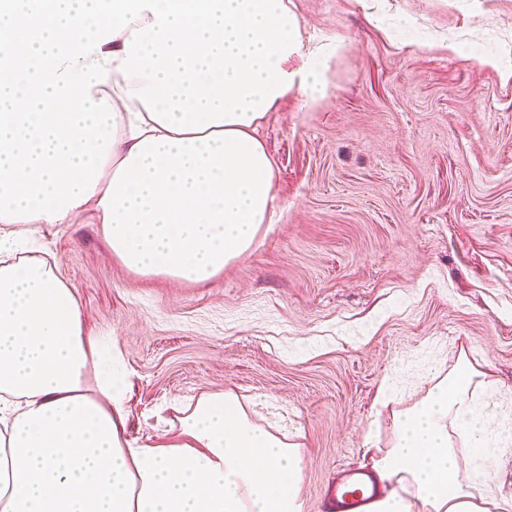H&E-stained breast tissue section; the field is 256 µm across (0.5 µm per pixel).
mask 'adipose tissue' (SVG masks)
<instances>
[{
  "label": "adipose tissue",
  "instance_id": "obj_1",
  "mask_svg": "<svg viewBox=\"0 0 512 512\" xmlns=\"http://www.w3.org/2000/svg\"><path fill=\"white\" fill-rule=\"evenodd\" d=\"M289 2L0 7V512H300L299 443L234 393H200L166 442L129 438L117 347L86 334L58 265L12 260L19 225L81 215L144 277L204 282L248 252L276 216L257 128L293 90L324 95L342 51H303ZM477 376L463 365L394 413L371 512H512L487 485L501 440Z\"/></svg>",
  "mask_w": 512,
  "mask_h": 512
}]
</instances>
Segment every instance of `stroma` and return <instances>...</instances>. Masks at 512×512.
Wrapping results in <instances>:
<instances>
[{
  "instance_id": "obj_1",
  "label": "stroma",
  "mask_w": 512,
  "mask_h": 512,
  "mask_svg": "<svg viewBox=\"0 0 512 512\" xmlns=\"http://www.w3.org/2000/svg\"><path fill=\"white\" fill-rule=\"evenodd\" d=\"M290 6L307 47L343 52L325 97L290 94L257 131L280 218L248 253L174 282L126 269L99 225L25 230L88 329L116 342L131 437L161 438L175 403L233 392L300 443L301 512H329L341 475L390 445L393 412L467 362L509 436L489 467L512 497V78L482 60L512 58V0Z\"/></svg>"
}]
</instances>
